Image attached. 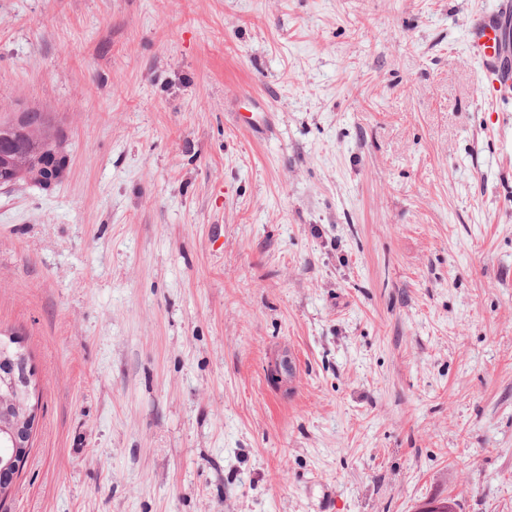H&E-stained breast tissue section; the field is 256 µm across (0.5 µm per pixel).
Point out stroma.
Returning <instances> with one entry per match:
<instances>
[{
  "label": "stroma",
  "mask_w": 512,
  "mask_h": 512,
  "mask_svg": "<svg viewBox=\"0 0 512 512\" xmlns=\"http://www.w3.org/2000/svg\"><path fill=\"white\" fill-rule=\"evenodd\" d=\"M494 4L0 0V119L71 160L0 190L42 383L0 512H512ZM512 15V2L499 0L495 12L480 13L474 16L468 39V50L473 51L480 64L491 77L494 98L508 97L511 86L508 61L502 56V20ZM495 82L499 86H495Z\"/></svg>",
  "instance_id": "stroma-1"
}]
</instances>
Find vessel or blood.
<instances>
[{"instance_id": "1", "label": "vessel or blood", "mask_w": 512, "mask_h": 512, "mask_svg": "<svg viewBox=\"0 0 512 512\" xmlns=\"http://www.w3.org/2000/svg\"><path fill=\"white\" fill-rule=\"evenodd\" d=\"M512 16V0H498L495 12L474 16L468 48L495 83L494 97H506L512 91V65L502 54V21Z\"/></svg>"}]
</instances>
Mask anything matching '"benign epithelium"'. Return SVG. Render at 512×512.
Segmentation results:
<instances>
[{
    "label": "benign epithelium",
    "mask_w": 512,
    "mask_h": 512,
    "mask_svg": "<svg viewBox=\"0 0 512 512\" xmlns=\"http://www.w3.org/2000/svg\"><path fill=\"white\" fill-rule=\"evenodd\" d=\"M70 158L64 144L52 145L41 156L37 167L31 173L24 170L3 169L0 174V188H11L21 181L44 186L62 181L67 174ZM20 381L24 390L16 393L9 391L0 394V407L12 406V414H0V476L6 482L0 485V496L15 483L19 476L22 461L18 459L20 436L32 434L36 419L37 405L32 403L36 390L37 372L32 361L18 352L14 355L7 351L0 352V379Z\"/></svg>",
    "instance_id": "obj_1"
}]
</instances>
